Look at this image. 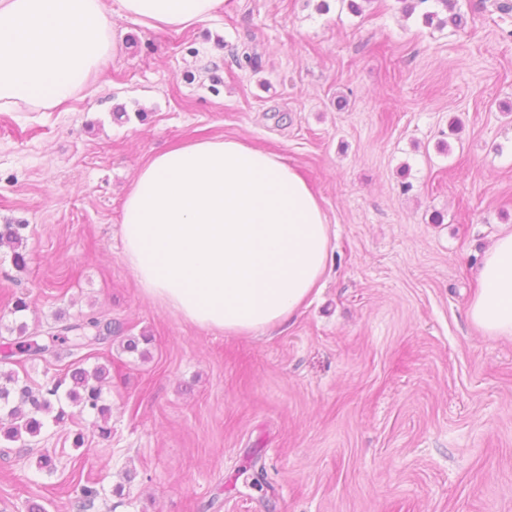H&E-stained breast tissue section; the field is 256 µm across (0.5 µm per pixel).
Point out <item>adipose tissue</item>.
<instances>
[{"mask_svg": "<svg viewBox=\"0 0 512 512\" xmlns=\"http://www.w3.org/2000/svg\"><path fill=\"white\" fill-rule=\"evenodd\" d=\"M0 0V112L67 104L115 50L113 16L149 30L212 20L224 0ZM122 256L141 292L206 331L280 326L326 270L331 226L308 182L239 138L181 144L141 166L125 195ZM467 317L512 340V226L496 236Z\"/></svg>", "mask_w": 512, "mask_h": 512, "instance_id": "obj_1", "label": "adipose tissue"}]
</instances>
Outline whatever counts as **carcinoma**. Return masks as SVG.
I'll list each match as a JSON object with an SVG mask.
<instances>
[{
  "instance_id": "obj_1",
  "label": "carcinoma",
  "mask_w": 512,
  "mask_h": 512,
  "mask_svg": "<svg viewBox=\"0 0 512 512\" xmlns=\"http://www.w3.org/2000/svg\"><path fill=\"white\" fill-rule=\"evenodd\" d=\"M401 11L412 15L417 8L426 6L422 19L427 25L443 27L448 23L461 20L458 0H397ZM7 244L12 248V260L15 266H26V253L19 226L3 224L0 226V246ZM17 333L12 354L28 359L42 357L56 345L66 347L71 355L91 351L112 341V337L123 334L121 325L104 321L98 316L81 315L74 319L60 317V324L48 332V342L41 344L27 335V325L20 323L11 328ZM109 368L97 364L91 369L75 367L65 376L52 378L43 385L34 388L22 383L13 371H0V438L17 442L28 436L41 435L47 422L56 426L66 423L72 413L65 403L79 408V412L96 415L103 425L99 433L108 438L109 407L104 404L103 386L107 382Z\"/></svg>"
}]
</instances>
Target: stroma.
<instances>
[{
  "label": "stroma",
  "mask_w": 512,
  "mask_h": 512,
  "mask_svg": "<svg viewBox=\"0 0 512 512\" xmlns=\"http://www.w3.org/2000/svg\"><path fill=\"white\" fill-rule=\"evenodd\" d=\"M459 7L461 28L398 0H224L180 31L117 16L116 52L67 108L0 112V224L27 254L19 269L0 248V354L18 298L32 334L93 314L151 338L93 356L111 437L85 413L0 442V512H512V340L466 315L512 225V14ZM220 136L279 154L331 224L324 287L259 335L184 322L122 257L138 168ZM71 361L7 368L36 385Z\"/></svg>",
  "instance_id": "1"
}]
</instances>
